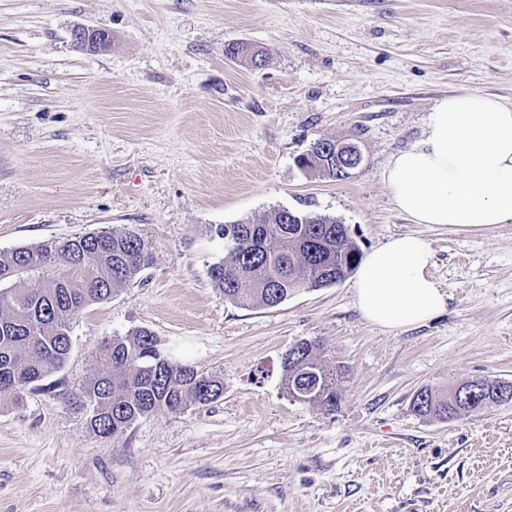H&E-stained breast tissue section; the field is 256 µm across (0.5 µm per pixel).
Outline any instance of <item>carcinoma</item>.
<instances>
[{
	"instance_id": "cac0c4a2",
	"label": "carcinoma",
	"mask_w": 512,
	"mask_h": 512,
	"mask_svg": "<svg viewBox=\"0 0 512 512\" xmlns=\"http://www.w3.org/2000/svg\"><path fill=\"white\" fill-rule=\"evenodd\" d=\"M290 223L273 208L256 222L217 227L224 259L209 277L224 298L243 307L273 308L301 289L336 284L362 258L357 243L336 218L296 213ZM147 243L135 230H101L60 241L0 252V406L18 401L27 390L59 372L69 358L70 317L110 300L151 264ZM37 279L38 286L30 285ZM305 368L320 373L308 405L334 413L344 398L346 370L326 361L317 340L302 339L285 354L283 377ZM484 391L462 402L453 392L432 386L418 390L412 411L426 419L450 421L463 410L480 412L497 403L496 390L507 384L484 379ZM512 387V382L507 384ZM89 407L87 427L102 437H117L139 419L160 409L176 413L191 404L208 405L224 393L215 375L168 354L146 328L105 341L93 372L79 384Z\"/></svg>"
}]
</instances>
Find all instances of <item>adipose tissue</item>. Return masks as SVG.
<instances>
[{
  "label": "adipose tissue",
  "instance_id": "adipose-tissue-1",
  "mask_svg": "<svg viewBox=\"0 0 512 512\" xmlns=\"http://www.w3.org/2000/svg\"><path fill=\"white\" fill-rule=\"evenodd\" d=\"M395 207L417 224L464 230L512 221V101L460 92L437 101L420 139L382 171ZM434 256L413 234L391 238L361 262L356 304L372 325L403 330L445 312Z\"/></svg>",
  "mask_w": 512,
  "mask_h": 512
}]
</instances>
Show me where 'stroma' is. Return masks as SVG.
Wrapping results in <instances>:
<instances>
[{
    "instance_id": "35a3bbf8",
    "label": "stroma",
    "mask_w": 512,
    "mask_h": 512,
    "mask_svg": "<svg viewBox=\"0 0 512 512\" xmlns=\"http://www.w3.org/2000/svg\"><path fill=\"white\" fill-rule=\"evenodd\" d=\"M79 26L111 45L76 48ZM231 42L266 65L230 61ZM457 92L512 100V0H0V252L132 228L153 257L71 317L53 388L0 409V512H512V403L449 422L411 407L424 386L512 382V222L416 224L381 179ZM320 138L354 139L364 171L308 176ZM274 208L336 218L365 254L423 237L447 310L371 325L351 276L273 308L225 300L216 227ZM137 328L224 394L105 438L76 386ZM314 337L349 369L333 414L282 383Z\"/></svg>"
}]
</instances>
